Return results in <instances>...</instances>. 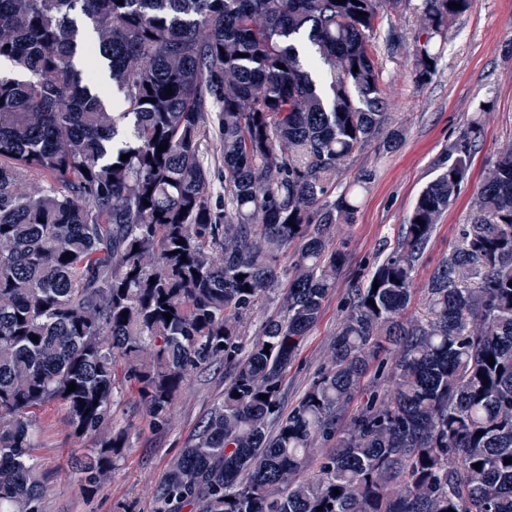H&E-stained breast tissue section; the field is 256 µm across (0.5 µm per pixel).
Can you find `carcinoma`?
Listing matches in <instances>:
<instances>
[{
  "instance_id": "obj_1",
  "label": "carcinoma",
  "mask_w": 512,
  "mask_h": 512,
  "mask_svg": "<svg viewBox=\"0 0 512 512\" xmlns=\"http://www.w3.org/2000/svg\"><path fill=\"white\" fill-rule=\"evenodd\" d=\"M401 1L0 0V63L14 72H0V512H43L40 411L63 406L72 435L94 443L72 463L94 494L127 447L112 427L124 388L159 428L187 371L217 359L229 380L171 463L165 505L512 512V149L431 273L428 314L405 317L434 228L469 180L477 122L448 143L398 247L351 289L326 366L284 407L344 262L336 226L358 211L336 178L372 141L390 152L403 139L385 126L382 90L406 42L389 17ZM470 7L419 0L416 83L436 75ZM279 288L281 306L242 345L243 320ZM387 371L393 391L344 418L368 374Z\"/></svg>"
}]
</instances>
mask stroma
<instances>
[{"mask_svg":"<svg viewBox=\"0 0 512 512\" xmlns=\"http://www.w3.org/2000/svg\"><path fill=\"white\" fill-rule=\"evenodd\" d=\"M383 91L390 102L387 123L401 128L404 140L392 152L369 145L350 159L337 179L344 188L363 171L374 173L359 192L354 223L336 231V244L346 262L319 322L284 380L289 405L325 365L350 288L396 246L419 192L435 176L437 160L448 143L477 120L482 136L472 157L469 183L440 218L415 273L407 313L424 314L430 274L457 246L459 228L469 220L470 200L498 154L512 147V0H473L470 10L453 25L439 70L427 84L415 83L413 49L405 47L388 63ZM225 378L220 361L191 371L167 425L160 428L149 427L137 393L126 390L116 420L128 427L129 445L112 470L111 482L94 495L82 492L71 469L74 458L90 453L91 442L71 437L62 406L40 413L33 430L34 457L46 479L43 512H157V486L223 395Z\"/></svg>","mask_w":512,"mask_h":512,"instance_id":"stroma-1","label":"stroma"}]
</instances>
